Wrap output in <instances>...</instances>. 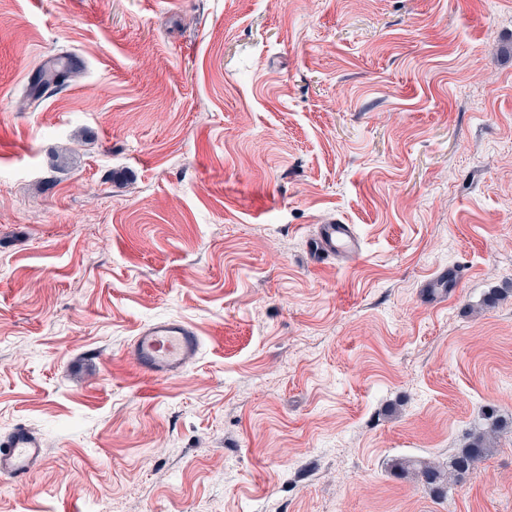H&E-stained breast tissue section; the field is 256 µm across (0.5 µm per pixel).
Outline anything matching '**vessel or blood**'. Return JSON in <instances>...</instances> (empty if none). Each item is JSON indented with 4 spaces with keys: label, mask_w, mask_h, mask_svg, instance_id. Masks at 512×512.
<instances>
[{
    "label": "vessel or blood",
    "mask_w": 512,
    "mask_h": 512,
    "mask_svg": "<svg viewBox=\"0 0 512 512\" xmlns=\"http://www.w3.org/2000/svg\"><path fill=\"white\" fill-rule=\"evenodd\" d=\"M309 249L313 256L339 253L357 254L359 241L351 225H322ZM201 340L195 327L181 319H168L145 326L132 343L135 366L157 378L183 372L197 358ZM44 460L40 438L30 428L19 425L0 435V477L29 478Z\"/></svg>",
    "instance_id": "obj_1"
}]
</instances>
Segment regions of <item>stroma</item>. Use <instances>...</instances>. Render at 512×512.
I'll list each match as a JSON object with an SVG mask.
<instances>
[{"label":"stroma","instance_id":"35a3bbf8","mask_svg":"<svg viewBox=\"0 0 512 512\" xmlns=\"http://www.w3.org/2000/svg\"><path fill=\"white\" fill-rule=\"evenodd\" d=\"M336 221L359 254L314 260ZM170 318L201 348L159 379ZM490 406L447 498L394 470ZM19 422L47 458L0 512H512V0H0ZM201 346L195 327L181 319L145 326L132 343L135 366L157 378L183 372L197 358Z\"/></svg>","mask_w":512,"mask_h":512}]
</instances>
